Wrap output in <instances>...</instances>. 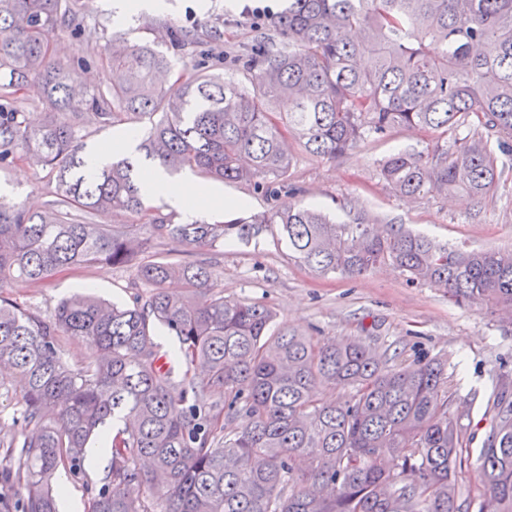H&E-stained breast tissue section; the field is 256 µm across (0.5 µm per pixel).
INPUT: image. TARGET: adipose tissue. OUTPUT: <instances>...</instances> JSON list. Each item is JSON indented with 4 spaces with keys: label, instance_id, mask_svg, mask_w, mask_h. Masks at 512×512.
I'll list each match as a JSON object with an SVG mask.
<instances>
[{
    "label": "adipose tissue",
    "instance_id": "obj_1",
    "mask_svg": "<svg viewBox=\"0 0 512 512\" xmlns=\"http://www.w3.org/2000/svg\"><path fill=\"white\" fill-rule=\"evenodd\" d=\"M144 197L159 198L177 211L187 222H194L207 210H217L226 206L238 207V200H224L212 190L197 184L191 179L179 182L169 180L160 165H153L151 175L142 189Z\"/></svg>",
    "mask_w": 512,
    "mask_h": 512
}]
</instances>
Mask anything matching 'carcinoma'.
<instances>
[{
	"instance_id": "cac0c4a2",
	"label": "carcinoma",
	"mask_w": 512,
	"mask_h": 512,
	"mask_svg": "<svg viewBox=\"0 0 512 512\" xmlns=\"http://www.w3.org/2000/svg\"><path fill=\"white\" fill-rule=\"evenodd\" d=\"M67 0H0V170L57 173L45 210L0 201V367L24 382L21 436L0 435V475L26 490L22 512H57L60 467L81 472L94 445L111 461L91 512H462L464 433L451 411L448 361L392 366L361 337L271 330L272 309L224 298L206 260H167L177 241L203 255L276 230L318 276L388 264L410 286L512 313V250L467 252L363 213L347 222L290 200L289 140L334 160L397 129L426 133L381 176L396 196L492 189L497 150H512V0H289L288 49L255 51L245 81L200 70L164 86L151 44L111 48L107 92H73L86 69L57 61L50 35L78 31ZM176 48L195 33L165 25ZM31 93L41 123L22 110ZM147 124L138 151L91 172L83 131ZM462 126L470 127L465 136ZM254 186L259 214L177 224L140 193L146 166ZM124 224H97L98 216ZM100 263L134 270L133 305L89 293L50 316L3 292ZM173 336L182 378L161 354ZM85 341L72 363L62 337ZM350 388L338 400L324 391ZM131 420L105 431L113 420ZM478 512H512V404L501 401L480 450Z\"/></svg>"
}]
</instances>
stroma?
I'll use <instances>...</instances> for the list:
<instances>
[{
  "mask_svg": "<svg viewBox=\"0 0 512 512\" xmlns=\"http://www.w3.org/2000/svg\"><path fill=\"white\" fill-rule=\"evenodd\" d=\"M68 2L80 15V29L74 36L63 28L53 32V54L66 64L86 59L87 76L102 90L107 87L111 42L121 36L132 43L154 39L169 22L203 32L208 66L228 76L241 74L237 56L243 49L288 45L277 26L288 0H165L162 11L138 13L122 25L113 21L107 0ZM250 6L265 8V16L247 14ZM423 147L420 133L401 129L384 138L367 139L333 161L292 146L294 200L342 220L361 211L379 223L404 226L452 248L511 249L512 156L500 155V180L485 197L463 192L451 200L394 196L381 179V162L392 153ZM55 185L54 173L22 161L0 171V196L13 203L43 206L52 200ZM214 259L225 297L269 306L277 314V330L339 339L363 336L379 352L400 361L447 358L453 409L460 417L466 444L457 481L470 512H477L480 450L491 431L493 406L503 395L512 401V390L501 388L502 379H512L511 321L458 306L437 289L409 286L389 266L373 268L358 278L316 276L295 260L286 240L267 232L246 245L225 244ZM133 278L131 270L100 265L61 272L36 288L13 281L4 293L24 307L49 315L63 299L85 291L110 303H131ZM103 472V466L89 463L76 474L59 470L58 482L80 512H90L91 488Z\"/></svg>",
  "mask_w": 512,
  "mask_h": 512,
  "instance_id": "1",
  "label": "stroma"
}]
</instances>
